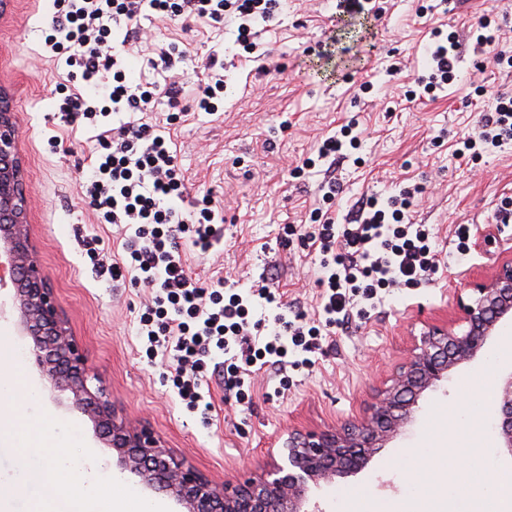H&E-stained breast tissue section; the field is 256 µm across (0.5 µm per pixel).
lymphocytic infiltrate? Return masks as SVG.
<instances>
[{
    "mask_svg": "<svg viewBox=\"0 0 512 512\" xmlns=\"http://www.w3.org/2000/svg\"><path fill=\"white\" fill-rule=\"evenodd\" d=\"M276 5L277 0H54L42 48L43 56L63 62L68 78L80 85L79 92L59 100L58 110L64 121L80 122L92 133L87 204L101 223L124 229L121 261L99 262L98 270L149 288L137 334L148 352L162 355L174 369L181 403L204 415L213 409L207 373L243 397L251 369L314 352L322 327L362 315L383 290L432 280L440 267L429 228L411 219L421 192L415 186L401 188L383 205L359 201L347 223L328 216L301 235L321 256L317 283L324 326L282 313L266 326L249 298L223 281L208 283L188 272L177 238L189 236L195 248L209 252L221 243L217 226L224 216L207 196L192 210L181 208L187 187L172 143L159 125L138 118L162 99L177 109L182 86L134 80L122 56L146 42L143 21L152 16L230 23L244 51L256 54L258 28L273 18ZM461 49L455 38L429 44V71L418 79L425 94L448 86ZM511 141L512 90L502 89L463 148L477 156Z\"/></svg>",
    "mask_w": 512,
    "mask_h": 512,
    "instance_id": "f902f5d3",
    "label": "lymphocytic infiltrate"
}]
</instances>
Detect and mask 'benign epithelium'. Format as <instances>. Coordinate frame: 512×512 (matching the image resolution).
<instances>
[{
  "label": "benign epithelium",
  "mask_w": 512,
  "mask_h": 512,
  "mask_svg": "<svg viewBox=\"0 0 512 512\" xmlns=\"http://www.w3.org/2000/svg\"><path fill=\"white\" fill-rule=\"evenodd\" d=\"M19 143L11 93L1 85L0 267L11 272L9 312L28 339L29 361L69 393L71 407L89 418L122 468L169 494L179 512H320L312 487L359 472L413 421L425 394L512 333L511 258L468 292H457L460 324L427 325L413 337L408 357L376 390L363 419L324 430L290 429L261 474L216 482L174 456L148 425L120 417L109 398L89 386L85 355L36 258ZM492 404L499 451L512 457V366L500 373Z\"/></svg>",
  "instance_id": "benign-epithelium-1"
}]
</instances>
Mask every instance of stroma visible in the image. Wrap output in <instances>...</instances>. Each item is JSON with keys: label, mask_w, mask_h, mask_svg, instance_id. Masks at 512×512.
Instances as JSON below:
<instances>
[{"label": "stroma", "mask_w": 512, "mask_h": 512, "mask_svg": "<svg viewBox=\"0 0 512 512\" xmlns=\"http://www.w3.org/2000/svg\"><path fill=\"white\" fill-rule=\"evenodd\" d=\"M376 11L342 12L336 0H284L261 31L268 53L245 58L232 25L150 18L154 41L125 56L137 78L162 82L155 44L184 55L176 71L184 110L169 120L167 105L146 113L165 127L177 147L190 198L210 195L224 214L223 240L202 254L178 245L189 272L247 288L271 277L289 314L317 318L319 258L300 242L284 245L290 227L314 223L325 175L339 192L330 210L344 221L362 196L386 197L405 183L423 185L413 220L429 225L440 269L432 281L395 289L363 318L333 328L310 356L309 366L253 374L249 401L212 386L210 419L187 411L165 364L148 358L137 323L149 293L129 280L99 275L88 253L90 238L109 255L123 253L116 226L99 223L82 194V168L90 161L88 134L62 122L54 90L66 82L63 67L37 53L50 16L48 0H7L0 9V82L10 85L19 117L21 154L30 188L29 222L37 259L87 359L91 375L120 416L149 424L166 447L218 482L258 470L267 450L289 428L322 429L363 417L374 389L406 357L424 325L460 321L453 292L492 275L512 258V223L499 211L512 202V143L476 159L456 156L462 138L477 127L496 91L512 89V70L487 64L483 48L467 43L458 81L436 100H408L426 68L423 44L431 29L466 39L480 16L495 20L512 48V0H376ZM224 63V100L213 113L195 111L191 98L209 57ZM361 130L359 162L337 160L301 177L292 172L312 156L347 118ZM466 226V240L457 237ZM465 251H458V244ZM25 341L10 315L0 316V359L16 363L26 384L0 399V481L9 492L0 512H35L45 499L41 484L49 458L68 468L94 464L112 479L114 495L129 512L146 501L177 512L163 491L141 487L96 437L91 421L69 407L67 393L51 388L24 358ZM498 352L461 367L451 381L428 393L407 429L358 474L311 491L321 512H347L364 500L372 512H423L426 496L440 497L441 512H482L480 488L463 489L451 463L455 450L445 431L474 448L487 476L512 474L491 427ZM287 390H280V383Z\"/></svg>", "instance_id": "stroma-1"}]
</instances>
